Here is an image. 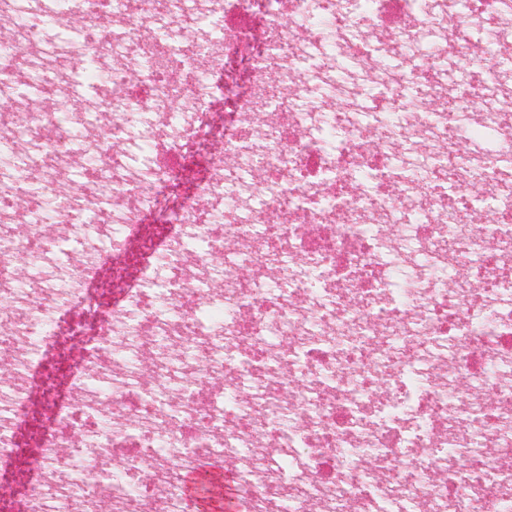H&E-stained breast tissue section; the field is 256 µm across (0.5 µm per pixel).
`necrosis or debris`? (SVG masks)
<instances>
[{"mask_svg":"<svg viewBox=\"0 0 512 512\" xmlns=\"http://www.w3.org/2000/svg\"><path fill=\"white\" fill-rule=\"evenodd\" d=\"M60 4L83 20L66 49ZM457 15L485 54L445 33ZM0 20V102L48 98L0 120V512H188L185 474L227 463L238 512H512V0H0ZM186 20L211 38L160 36Z\"/></svg>","mask_w":512,"mask_h":512,"instance_id":"necrosis-or-debris-1","label":"necrosis or debris"}]
</instances>
